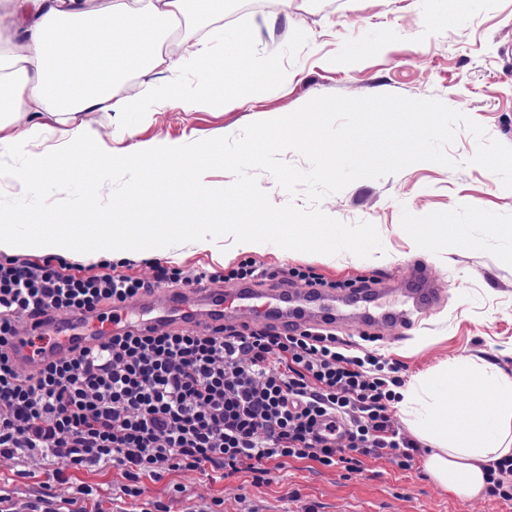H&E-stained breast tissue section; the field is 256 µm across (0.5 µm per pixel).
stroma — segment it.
<instances>
[{
    "label": "stroma",
    "instance_id": "stroma-1",
    "mask_svg": "<svg viewBox=\"0 0 512 512\" xmlns=\"http://www.w3.org/2000/svg\"><path fill=\"white\" fill-rule=\"evenodd\" d=\"M275 0L274 8L239 14L238 0H224V16L182 19L171 57L200 44H223L222 69L203 73L157 70L156 81L200 86L204 100L142 112L101 110L84 120L98 145L122 155L134 145L177 146L235 136L250 122L287 115L314 97L396 94L436 99L481 124L489 137L512 147V0ZM274 19L272 30L261 27ZM245 107H236V100ZM477 142L458 130L448 149L456 167L421 161L379 179H359L326 196L320 208L345 223L367 221L384 250L368 258L349 253L312 254L267 243L259 250L225 236L169 247L166 254L128 251L112 260L117 271L151 278L161 265L190 277L207 271L229 274L249 260L280 274L293 267L338 285L363 280L399 285L416 264H425L439 302L414 330L339 323L338 337L359 343L401 365L413 382L451 361L482 360L512 379V189L487 169L471 164ZM425 224H457L461 240L434 238L421 248ZM66 480L44 488L41 460L24 464L0 459V494L22 506L42 493L54 501L101 512H512V502L483 496L463 501L439 488L420 460L400 469L389 457L362 458L346 471L292 461L256 484L252 474L210 479L178 470L157 481L143 480L131 498L118 468L65 472ZM91 495H84V488Z\"/></svg>",
    "mask_w": 512,
    "mask_h": 512
}]
</instances>
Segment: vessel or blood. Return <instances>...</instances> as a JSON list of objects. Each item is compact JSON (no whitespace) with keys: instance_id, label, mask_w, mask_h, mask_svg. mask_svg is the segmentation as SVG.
Masks as SVG:
<instances>
[{"instance_id":"obj_1","label":"vessel or blood","mask_w":512,"mask_h":512,"mask_svg":"<svg viewBox=\"0 0 512 512\" xmlns=\"http://www.w3.org/2000/svg\"><path fill=\"white\" fill-rule=\"evenodd\" d=\"M435 293L426 267L418 266L400 287L353 291L348 298L364 304L362 325L411 330L419 326ZM338 317L336 295L324 288L263 289L252 283L164 288L140 296L133 304L106 308L100 316L48 314L38 328V346L30 345L29 332H21L14 340L12 357L21 371L30 372L72 349L97 346L128 331L148 333L180 327L210 332L242 318L280 330L305 325L332 327Z\"/></svg>"}]
</instances>
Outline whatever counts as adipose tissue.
<instances>
[{
	"label": "adipose tissue",
	"mask_w": 512,
	"mask_h": 512,
	"mask_svg": "<svg viewBox=\"0 0 512 512\" xmlns=\"http://www.w3.org/2000/svg\"><path fill=\"white\" fill-rule=\"evenodd\" d=\"M192 0H0L10 19L9 26L17 42L13 50L0 55V85L10 91V101L0 108V132L23 122L13 138L0 135V147L17 140H35L45 131L39 120L41 111L57 115L65 125L62 149H75L88 136L85 125L74 124L75 114L112 110L129 112L140 108L143 99L163 103H190L196 96L177 84L160 85L150 75L159 66L176 71L185 67L201 68L214 51L201 47L175 60L165 59L162 43L169 38L179 17L190 10ZM154 24L153 43L143 48L133 69L145 78L144 96L115 98L111 85L121 80L122 72L105 71L94 90L61 99L56 93L57 79L50 70L48 35L56 29L67 30L72 39L87 31L102 29L105 20L138 24L142 18ZM0 252L33 255H58L86 264L111 260L114 255L111 236H103L95 250L80 249L68 235L53 230L19 241L13 225L0 224ZM458 372L471 380L474 388L467 411L456 412L447 401L450 389L447 375L431 372L400 388L397 403L403 421L416 435L433 445L424 460L430 477L459 499L480 497L488 487L489 464L512 459V379L501 376L483 362L458 364Z\"/></svg>",
	"instance_id": "1"
}]
</instances>
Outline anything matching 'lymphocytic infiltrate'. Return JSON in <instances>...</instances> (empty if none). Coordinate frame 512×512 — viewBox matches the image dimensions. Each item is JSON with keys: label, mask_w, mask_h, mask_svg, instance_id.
I'll use <instances>...</instances> for the list:
<instances>
[{"label": "lymphocytic infiltrate", "mask_w": 512, "mask_h": 512, "mask_svg": "<svg viewBox=\"0 0 512 512\" xmlns=\"http://www.w3.org/2000/svg\"><path fill=\"white\" fill-rule=\"evenodd\" d=\"M207 277L180 280L160 266L145 280L1 260L0 457H42L50 482L69 467H117L131 497L141 479L177 470L249 472L261 483L292 460L348 471L359 457L388 456L412 468L419 446L393 414L398 366L348 353L315 328L126 332L30 373L12 361L20 327L43 314L90 315Z\"/></svg>", "instance_id": "1"}]
</instances>
